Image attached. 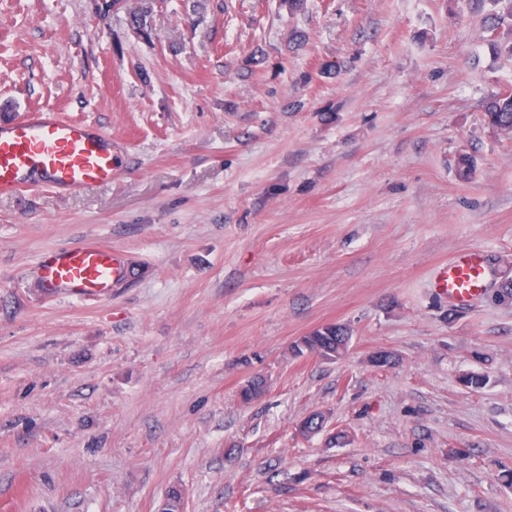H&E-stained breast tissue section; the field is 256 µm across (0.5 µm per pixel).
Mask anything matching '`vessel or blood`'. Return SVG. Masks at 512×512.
Listing matches in <instances>:
<instances>
[{"instance_id": "obj_1", "label": "vessel or blood", "mask_w": 512, "mask_h": 512, "mask_svg": "<svg viewBox=\"0 0 512 512\" xmlns=\"http://www.w3.org/2000/svg\"><path fill=\"white\" fill-rule=\"evenodd\" d=\"M110 136L85 120L36 110L0 123V196L47 187L60 195L111 185L119 173ZM128 275L127 267L107 246L88 241L71 249L46 252L38 264L45 292L78 301L111 295ZM488 273L479 250L457 254L437 275L440 294L461 303L481 294Z\"/></svg>"}]
</instances>
